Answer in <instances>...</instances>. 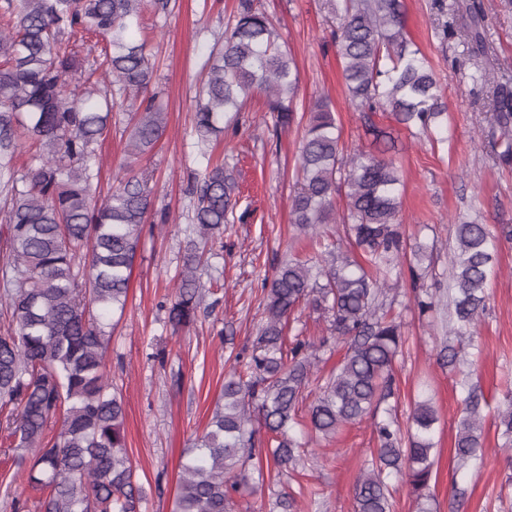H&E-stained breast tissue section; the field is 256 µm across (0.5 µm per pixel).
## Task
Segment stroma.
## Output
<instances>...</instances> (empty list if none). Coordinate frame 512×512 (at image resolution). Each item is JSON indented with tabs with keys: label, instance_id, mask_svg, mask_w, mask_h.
<instances>
[{
	"label": "stroma",
	"instance_id": "obj_1",
	"mask_svg": "<svg viewBox=\"0 0 512 512\" xmlns=\"http://www.w3.org/2000/svg\"><path fill=\"white\" fill-rule=\"evenodd\" d=\"M472 1L485 15L480 53L472 50L465 32L464 7ZM401 2L408 38L441 76L448 138L431 142L393 121L382 122L395 141L391 156L403 182L401 231L408 245L433 248L431 258H413L423 275L417 281L403 277L393 304L405 336L394 362L398 415L407 420L422 398L431 399L437 411L436 478L430 487L434 512H512V452L502 449L496 427L498 407L512 388V239L497 243L498 265L479 328L482 359L471 377L487 400L484 437L490 455L481 469H458L453 454L461 407L459 377L438 361L445 313L439 308L420 312L414 302L415 291L447 287L455 220L486 224L496 232L512 229V164L499 163L490 146L475 143L479 128L490 125L491 106L487 86L474 80L484 66L512 86V0H446L444 16L435 0ZM236 5L237 0H170L167 13L155 14L149 4L142 13L155 65L153 88L167 111V131L142 165L154 173V209L168 211L170 222L142 236L108 359L112 383L125 403L135 478L147 493L143 512H174L181 456L192 435L203 431L222 393L227 358L251 346L264 318L263 278L286 257L311 252L308 239L290 222L297 151L310 101L327 95L345 143L380 151L346 101L326 0H257L278 44L297 64L296 120L288 129H274L265 97L258 93L240 113L235 133L219 138L217 150L233 168L239 191L222 242L212 243L207 252L210 272L223 289L206 296L193 325L172 329L164 305L175 297L173 277L191 224L193 200L186 187L188 174L199 166L194 115L206 79L203 63L222 43ZM443 24L448 27L444 39L437 35ZM127 138L124 121L113 119L97 146L101 191L126 174ZM176 372L182 375L178 385L172 382ZM375 446L370 421L342 427L332 438L311 443L295 471L281 476L274 489L237 494L232 510L269 512L272 494L301 488L318 496L299 499L297 512H355V480ZM457 486L467 490L461 504L453 498Z\"/></svg>",
	"mask_w": 512,
	"mask_h": 512
}]
</instances>
